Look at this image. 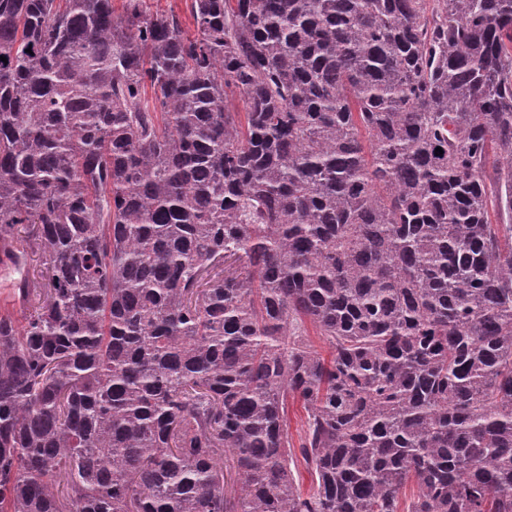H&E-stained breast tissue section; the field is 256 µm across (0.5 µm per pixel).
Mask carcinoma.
Wrapping results in <instances>:
<instances>
[{
	"mask_svg": "<svg viewBox=\"0 0 512 512\" xmlns=\"http://www.w3.org/2000/svg\"><path fill=\"white\" fill-rule=\"evenodd\" d=\"M191 16L0 0V512H512V0ZM305 410L298 401L288 402V432L295 446L294 451L299 454V443L302 432L303 422L305 420Z\"/></svg>",
	"mask_w": 512,
	"mask_h": 512,
	"instance_id": "1",
	"label": "carcinoma"
}]
</instances>
